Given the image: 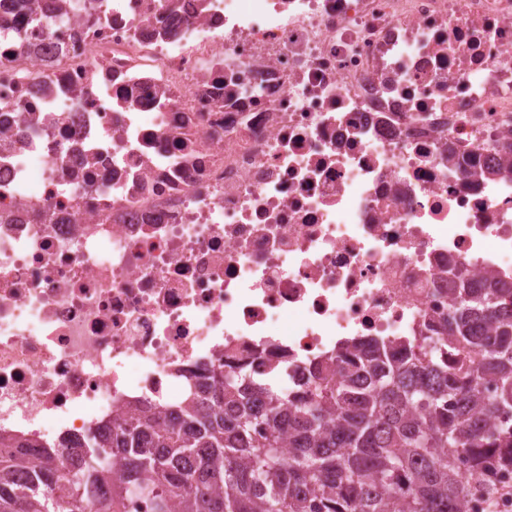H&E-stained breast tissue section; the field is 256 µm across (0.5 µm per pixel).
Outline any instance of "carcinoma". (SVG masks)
I'll return each instance as SVG.
<instances>
[{
  "instance_id": "cac0c4a2",
  "label": "carcinoma",
  "mask_w": 512,
  "mask_h": 512,
  "mask_svg": "<svg viewBox=\"0 0 512 512\" xmlns=\"http://www.w3.org/2000/svg\"><path fill=\"white\" fill-rule=\"evenodd\" d=\"M444 342L463 354L452 371ZM348 365L323 369L307 401L219 375L191 393L178 427L139 407L110 442L117 478L93 439L81 478L53 446L0 455V512H59L63 500L86 512L93 481L111 484L97 512H124L131 497L154 512L174 499L179 512H462L512 467V300L496 289L460 288L446 339L400 359L377 341Z\"/></svg>"
}]
</instances>
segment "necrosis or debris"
Masks as SVG:
<instances>
[{
  "mask_svg": "<svg viewBox=\"0 0 512 512\" xmlns=\"http://www.w3.org/2000/svg\"><path fill=\"white\" fill-rule=\"evenodd\" d=\"M512 0H0V435L512 295Z\"/></svg>",
  "mask_w": 512,
  "mask_h": 512,
  "instance_id": "obj_1",
  "label": "necrosis or debris"
}]
</instances>
